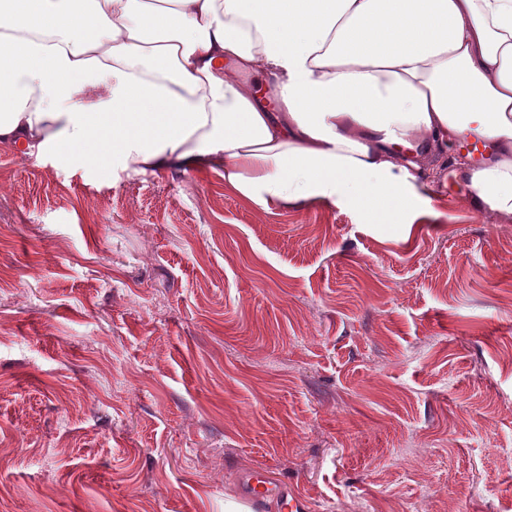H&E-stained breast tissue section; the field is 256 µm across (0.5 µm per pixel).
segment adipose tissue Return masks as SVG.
Returning a JSON list of instances; mask_svg holds the SVG:
<instances>
[{
    "label": "adipose tissue",
    "instance_id": "obj_1",
    "mask_svg": "<svg viewBox=\"0 0 512 512\" xmlns=\"http://www.w3.org/2000/svg\"><path fill=\"white\" fill-rule=\"evenodd\" d=\"M461 141L464 204L512 225V0H0V149L413 224Z\"/></svg>",
    "mask_w": 512,
    "mask_h": 512
}]
</instances>
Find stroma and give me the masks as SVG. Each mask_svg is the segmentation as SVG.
Instances as JSON below:
<instances>
[{
    "instance_id": "35a3bbf8",
    "label": "stroma",
    "mask_w": 512,
    "mask_h": 512,
    "mask_svg": "<svg viewBox=\"0 0 512 512\" xmlns=\"http://www.w3.org/2000/svg\"><path fill=\"white\" fill-rule=\"evenodd\" d=\"M0 151V512H512V226ZM240 483L246 499L255 510H263L269 501L276 502L280 511L305 510V503L298 493L270 481L267 473L262 470L250 469L243 472Z\"/></svg>"
}]
</instances>
